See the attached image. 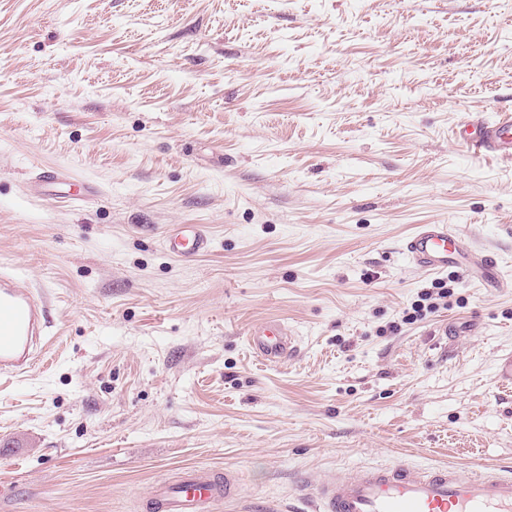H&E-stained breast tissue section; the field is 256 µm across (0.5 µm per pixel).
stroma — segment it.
Masks as SVG:
<instances>
[{
    "mask_svg": "<svg viewBox=\"0 0 512 512\" xmlns=\"http://www.w3.org/2000/svg\"><path fill=\"white\" fill-rule=\"evenodd\" d=\"M473 112L512 113V0H0V265L53 320L52 364L0 388V512H146L192 467L238 474L214 512L512 468V162L460 144ZM418 224L500 286L409 265ZM269 320L280 367L246 345ZM170 250L174 253L192 257L209 249V238L196 224H177L167 239ZM296 335L285 324L271 321L250 328L246 340L255 358L265 365L277 366L294 358L299 344Z\"/></svg>",
    "mask_w": 512,
    "mask_h": 512,
    "instance_id": "obj_1",
    "label": "stroma"
}]
</instances>
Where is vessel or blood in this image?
I'll return each instance as SVG.
<instances>
[{
    "label": "vessel or blood",
    "instance_id": "obj_1",
    "mask_svg": "<svg viewBox=\"0 0 512 512\" xmlns=\"http://www.w3.org/2000/svg\"><path fill=\"white\" fill-rule=\"evenodd\" d=\"M460 139L474 157L493 155L512 160V114L489 121L478 116L465 122ZM174 253L192 257L208 250L207 235L194 224L174 227L167 239ZM414 268L436 272L453 265L489 274L495 263L469 247L446 224H420L401 245ZM49 309L44 295L8 273L0 272V380L12 379L42 360L50 341ZM252 355L277 366L298 350L295 331L271 321L253 326L246 336ZM306 501L311 512H512V471L494 468L470 475L446 465H379L360 467L342 476L310 482ZM237 490L232 469L182 470L155 485L150 512H213Z\"/></svg>",
    "mask_w": 512,
    "mask_h": 512
}]
</instances>
